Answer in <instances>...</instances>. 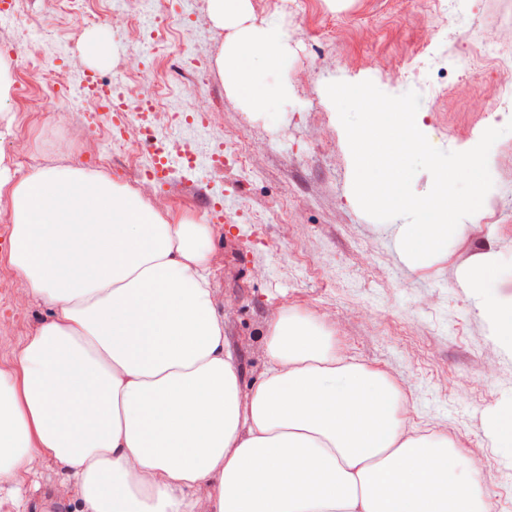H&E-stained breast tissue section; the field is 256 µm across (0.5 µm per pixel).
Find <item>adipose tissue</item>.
<instances>
[{
    "instance_id": "ef3b65f1",
    "label": "adipose tissue",
    "mask_w": 512,
    "mask_h": 512,
    "mask_svg": "<svg viewBox=\"0 0 512 512\" xmlns=\"http://www.w3.org/2000/svg\"><path fill=\"white\" fill-rule=\"evenodd\" d=\"M228 32L218 67L268 124L303 109L291 41L249 0H210ZM12 198L9 260L49 310L0 367V486L50 462L79 487L72 512H496L476 462L443 433L413 434L405 396L336 345L325 319L282 307L269 365L243 388L210 287L208 225L172 224L100 172L44 167ZM462 278L494 335L512 331V260Z\"/></svg>"
}]
</instances>
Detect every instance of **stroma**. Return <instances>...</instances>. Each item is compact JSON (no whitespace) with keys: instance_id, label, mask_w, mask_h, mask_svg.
<instances>
[{"instance_id":"35a3bbf8","label":"stroma","mask_w":512,"mask_h":512,"mask_svg":"<svg viewBox=\"0 0 512 512\" xmlns=\"http://www.w3.org/2000/svg\"><path fill=\"white\" fill-rule=\"evenodd\" d=\"M13 2L29 16L30 24L22 29L0 23V57L7 43L41 54L45 71L66 77L75 90L90 71L124 79V68L135 56L147 77L173 87V96L166 100L171 110L195 113L223 105L221 125L191 134L193 152L216 151L224 143L225 128L244 133L250 152L244 164L228 163L211 179L203 169L175 162L168 183L156 188L157 193L172 196L168 219L173 223L185 218L207 222L198 209L200 188L224 208L223 223L211 226V288L217 302L226 305L224 336L239 360L244 386H251L267 368L264 336L281 306L334 318L338 345L399 384L410 421L420 432L439 431L459 441L479 466L498 512H512V467L487 433L490 416L512 408V348L493 335L475 292L459 280L460 270L476 265L487 252L512 259V223H498L492 205H483L462 220L446 260L428 268H409L394 245L395 228L373 224L351 193L354 164L333 111L290 109L275 127L246 106L242 92L225 86L217 61L227 33L214 25L209 0H198L195 14L188 18L179 14V0H154L155 11L168 21L165 40L157 48L123 34V22L112 14L110 0H91L89 9L99 16L97 28L109 45L102 64L88 50V29L80 28L73 16L46 15L41 0ZM312 4L318 23H370L379 28L374 40L351 45V52L358 55L387 54L412 35L409 20L392 17L386 0ZM501 6L502 0H479L467 19H449L424 54L395 74L377 68L351 72L337 66L331 43L302 35L305 18L298 0L254 6L250 16L257 24L280 17L293 32L292 62L319 69L314 84L294 87L295 97L318 102L330 81L369 80L394 96L417 91L421 107L427 109L435 99H443L445 111L429 112L425 125L437 141L457 151L481 135L485 126L469 122L465 106L449 100L447 88L462 76L482 78L486 64L450 55L448 48L465 26L493 25ZM184 50L193 53L195 69H181ZM36 90L59 118L56 125L30 130L29 145L43 165L95 169L88 156L62 158L54 152L63 131L84 132L81 108L56 101L49 83H40ZM316 125L328 135L326 150L311 142ZM299 205L305 209V221L295 224L291 214ZM46 315L44 306L20 288L18 278L0 288L1 367L16 359ZM22 494L24 502L19 505L1 493L0 512H40L44 499L73 503L79 491L74 482L62 480L55 467L45 466L38 476L24 477Z\"/></svg>"}]
</instances>
